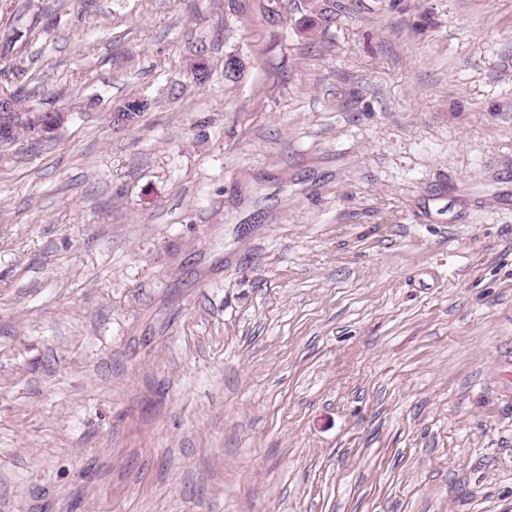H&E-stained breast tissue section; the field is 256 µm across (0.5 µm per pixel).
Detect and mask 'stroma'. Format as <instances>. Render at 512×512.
Masks as SVG:
<instances>
[{"label":"stroma","mask_w":512,"mask_h":512,"mask_svg":"<svg viewBox=\"0 0 512 512\" xmlns=\"http://www.w3.org/2000/svg\"><path fill=\"white\" fill-rule=\"evenodd\" d=\"M322 2L0 0V512H512V0Z\"/></svg>","instance_id":"obj_1"}]
</instances>
